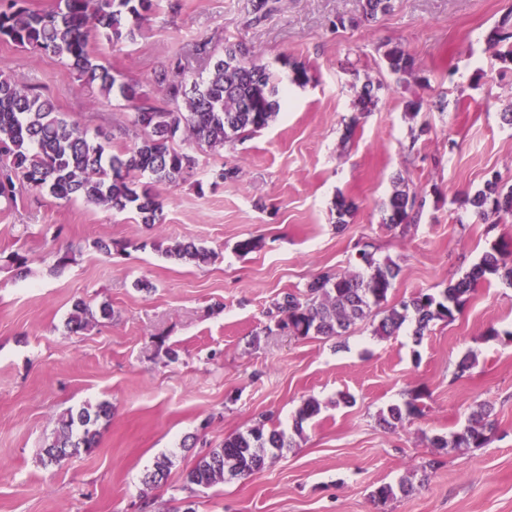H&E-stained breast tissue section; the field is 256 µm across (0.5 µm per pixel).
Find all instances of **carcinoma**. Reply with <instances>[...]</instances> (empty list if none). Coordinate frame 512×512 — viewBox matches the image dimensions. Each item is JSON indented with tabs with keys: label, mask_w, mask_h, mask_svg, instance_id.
Returning a JSON list of instances; mask_svg holds the SVG:
<instances>
[{
	"label": "carcinoma",
	"mask_w": 512,
	"mask_h": 512,
	"mask_svg": "<svg viewBox=\"0 0 512 512\" xmlns=\"http://www.w3.org/2000/svg\"><path fill=\"white\" fill-rule=\"evenodd\" d=\"M153 7V0H58L51 13L33 11L21 5V0H8L0 7L1 40L51 53L76 73L88 92L95 91L106 100H124L133 111L122 131L134 139L128 150L108 155L103 144L54 111L48 99L0 73V200L12 202L24 192L47 189L60 200L82 199L116 212L132 210L141 223L154 225L162 215L164 200L152 184H177L195 173V157L175 148L176 142L189 141L217 152L246 139L275 120L285 82L303 87L310 81L300 63L283 58L284 75L279 76L254 59L246 47L229 44L222 54H210L206 78L194 81L190 88L179 58L154 72L153 83L160 97L153 98L142 84L119 79L91 49L96 35L106 37L114 46L134 41ZM391 8L392 0H364L363 13L373 19ZM487 43L504 47L499 58L512 63V31L497 28L488 35ZM383 60L397 82L415 77L414 58L400 47L385 50ZM381 87V82L367 80L357 91L355 110L361 114L373 111ZM240 173L237 166L214 169L212 184L236 179ZM137 175L148 181H135ZM465 203L483 220L491 215H512V188L505 189L492 177L466 197ZM421 207L417 194L406 190L404 178L398 177L382 207L383 223L403 230L416 222ZM165 255L203 264L211 253L193 241L174 239ZM358 256L360 264L353 270L343 274L322 271L306 283L302 294L287 293L272 302L267 316L276 330L296 338L342 336L356 321L377 316L374 335L394 336L411 320L413 336L419 341L433 322L453 321L478 284L498 279L512 285V254L493 243L469 271L448 280L439 293L420 290L383 310L400 268L392 261L378 262L365 248ZM111 312L108 303L93 307L79 299L72 305L67 330L81 332ZM418 397L416 393L402 406H389L380 413V424L395 429L406 419L422 415ZM320 411L317 399L305 400L297 412L294 432L301 433L302 424ZM111 419L108 401L67 411L58 419L44 455L59 464L81 451L92 452L100 442L101 423ZM495 431L493 408L483 403L452 432L451 440L434 437L432 441L438 448H483L492 442ZM290 444L284 430L268 428L262 421L245 434L225 438L222 447L201 456L186 472L184 486L209 488L223 482L228 472L237 477L251 475L263 467L267 452ZM170 465L166 457L156 462L143 484L157 485ZM410 491L403 481L396 486L383 484L372 498L384 505L397 494Z\"/></svg>",
	"instance_id": "1"
}]
</instances>
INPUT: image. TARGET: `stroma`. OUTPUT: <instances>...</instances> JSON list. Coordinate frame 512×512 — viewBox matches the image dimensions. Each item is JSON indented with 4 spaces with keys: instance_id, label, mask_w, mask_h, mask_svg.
<instances>
[{
    "instance_id": "stroma-1",
    "label": "stroma",
    "mask_w": 512,
    "mask_h": 512,
    "mask_svg": "<svg viewBox=\"0 0 512 512\" xmlns=\"http://www.w3.org/2000/svg\"><path fill=\"white\" fill-rule=\"evenodd\" d=\"M362 12L363 0H277L258 20L250 0H156L134 42L94 40L103 62L147 89L177 58L187 79L207 74L194 54L203 42L218 52L245 45L275 70L294 59L311 80L292 86L253 137L217 153L189 146L201 168L243 173L218 186L198 175L155 185L165 207L152 228L135 212L46 190L0 201V512H380L372 492L402 479L412 492L381 512H512V288L478 284L454 321L432 324L419 341L408 328L375 336L368 320L340 337L268 329L274 299L322 270H352L363 245L401 269L392 305L441 291L493 242L512 247V217L486 222L463 202L493 176L512 186V128L500 119L512 110V63L486 41L495 26L512 30V0H393L372 21ZM394 45L414 58L415 79L387 74L383 52ZM0 72L35 87L89 136L104 134L107 152L129 146L115 129L122 106L93 103L57 56L0 41ZM356 73L382 83L376 109L362 116ZM416 99L423 107L411 120L405 104ZM399 176L423 200L403 233L380 212ZM340 194L358 206L341 227ZM249 237L261 245L241 254ZM97 239L128 250L102 255ZM172 239L194 240L210 260L165 257ZM64 248L71 261L54 269ZM14 252L29 258L25 277L8 262ZM79 298L109 303L111 318L68 333ZM468 352L476 362L458 375ZM414 390L422 415L380 426V410ZM342 393L350 404H337ZM311 396L321 413L262 471L185 489L199 456L266 417L291 430ZM105 400L112 419L98 448L45 462L58 416ZM482 402L498 422L490 445L433 447ZM165 457L166 478L146 488L145 472Z\"/></svg>"
}]
</instances>
